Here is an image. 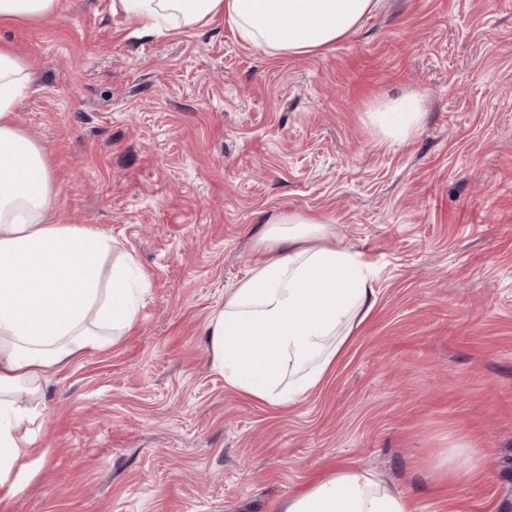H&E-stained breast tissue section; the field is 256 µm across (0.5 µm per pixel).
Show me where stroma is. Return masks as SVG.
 <instances>
[{
  "label": "stroma",
  "mask_w": 512,
  "mask_h": 512,
  "mask_svg": "<svg viewBox=\"0 0 512 512\" xmlns=\"http://www.w3.org/2000/svg\"><path fill=\"white\" fill-rule=\"evenodd\" d=\"M30 69L19 127L46 149L55 220L110 232L148 281L132 331L45 384L43 455L8 512H281L363 465L417 512H512V0H381L319 56L234 24L143 33L112 0L0 30ZM410 92L386 142L368 109ZM284 212L319 214L377 301L304 401L227 385L205 328ZM477 448L465 486L423 460ZM374 124L383 138L403 142L415 134L421 122V105L418 93L378 102L368 109Z\"/></svg>",
  "instance_id": "stroma-1"
}]
</instances>
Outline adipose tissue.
<instances>
[{
    "label": "adipose tissue",
    "mask_w": 512,
    "mask_h": 512,
    "mask_svg": "<svg viewBox=\"0 0 512 512\" xmlns=\"http://www.w3.org/2000/svg\"><path fill=\"white\" fill-rule=\"evenodd\" d=\"M378 0H114L145 32L167 24L206 26L224 17L242 38L284 56L321 55L356 33ZM26 63L0 45V504L35 475L46 375L102 351L133 328L139 298L131 253L113 257L111 234L58 224L56 186L45 148L18 126L14 106ZM384 138L403 142L421 122L420 96L372 105ZM319 215L283 213L258 240L266 255L211 316V363L225 382L268 405L307 398L332 369L376 303L374 270L362 253L339 249ZM479 461L452 448L425 463L428 478L463 485ZM283 512H415L412 498L361 467H336L289 496Z\"/></svg>",
    "instance_id": "obj_1"
}]
</instances>
